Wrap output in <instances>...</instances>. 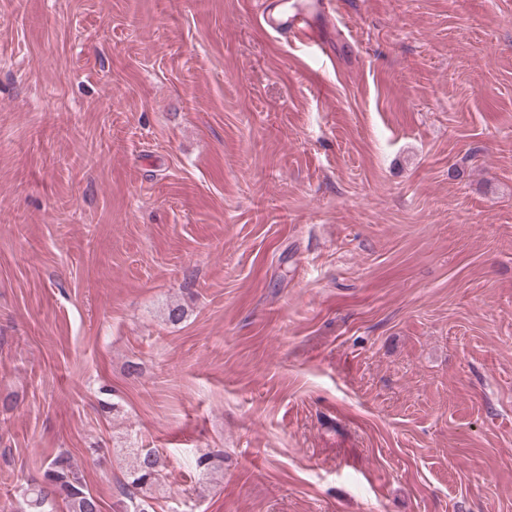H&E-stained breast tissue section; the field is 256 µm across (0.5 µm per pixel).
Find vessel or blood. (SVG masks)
Returning a JSON list of instances; mask_svg holds the SVG:
<instances>
[{
    "label": "vessel or blood",
    "mask_w": 512,
    "mask_h": 512,
    "mask_svg": "<svg viewBox=\"0 0 512 512\" xmlns=\"http://www.w3.org/2000/svg\"><path fill=\"white\" fill-rule=\"evenodd\" d=\"M330 8L331 0H296L285 9L280 7L278 0H267L263 19L274 32L317 46L321 39L316 20L326 15Z\"/></svg>",
    "instance_id": "obj_1"
}]
</instances>
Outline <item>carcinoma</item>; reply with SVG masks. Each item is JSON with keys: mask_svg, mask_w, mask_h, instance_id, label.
<instances>
[{"mask_svg": "<svg viewBox=\"0 0 512 512\" xmlns=\"http://www.w3.org/2000/svg\"><path fill=\"white\" fill-rule=\"evenodd\" d=\"M163 461L153 448L133 453L128 481L124 484L126 507L131 512H154L151 501L161 486ZM101 512V502L87 488L84 475L67 452H59L46 462L41 478L20 490L18 512Z\"/></svg>", "mask_w": 512, "mask_h": 512, "instance_id": "obj_1", "label": "carcinoma"}]
</instances>
